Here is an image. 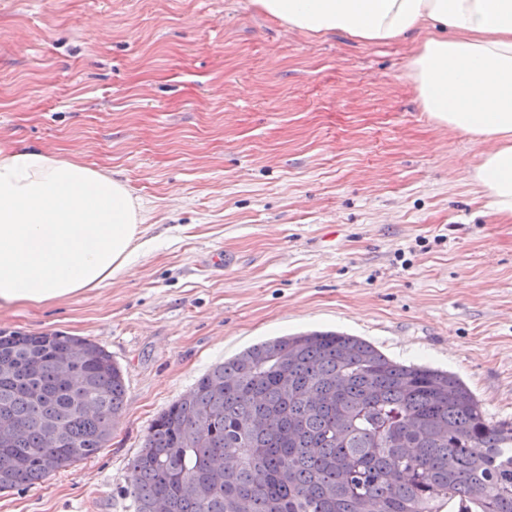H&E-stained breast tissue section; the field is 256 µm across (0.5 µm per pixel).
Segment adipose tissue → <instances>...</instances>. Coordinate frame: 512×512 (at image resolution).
Masks as SVG:
<instances>
[{
  "instance_id": "ef3b65f1",
  "label": "adipose tissue",
  "mask_w": 512,
  "mask_h": 512,
  "mask_svg": "<svg viewBox=\"0 0 512 512\" xmlns=\"http://www.w3.org/2000/svg\"><path fill=\"white\" fill-rule=\"evenodd\" d=\"M306 35L380 44L420 39L407 77L425 112L479 148L467 174L512 219V0H252ZM126 185L36 146L0 145V303L105 287L147 244Z\"/></svg>"
}]
</instances>
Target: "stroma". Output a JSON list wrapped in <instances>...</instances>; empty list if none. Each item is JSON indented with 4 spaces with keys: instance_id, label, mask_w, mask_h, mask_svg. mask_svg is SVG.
I'll return each mask as SVG.
<instances>
[{
    "instance_id": "35a3bbf8",
    "label": "stroma",
    "mask_w": 512,
    "mask_h": 512,
    "mask_svg": "<svg viewBox=\"0 0 512 512\" xmlns=\"http://www.w3.org/2000/svg\"><path fill=\"white\" fill-rule=\"evenodd\" d=\"M412 39L300 34L251 0H0V140L124 182L154 244L105 288L0 306V330L111 353L106 448L0 512H135L129 464L215 365L308 330L457 374L512 422V220L424 112Z\"/></svg>"
}]
</instances>
